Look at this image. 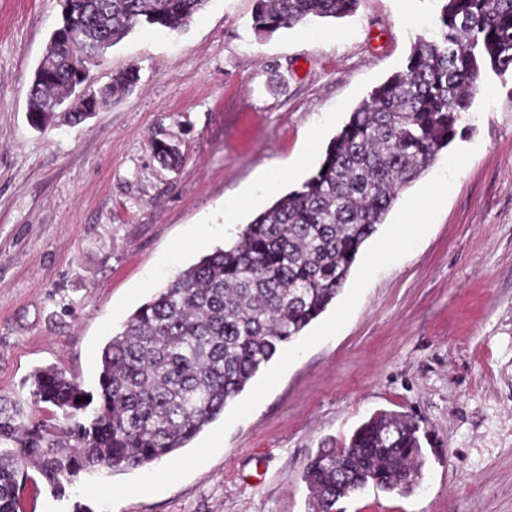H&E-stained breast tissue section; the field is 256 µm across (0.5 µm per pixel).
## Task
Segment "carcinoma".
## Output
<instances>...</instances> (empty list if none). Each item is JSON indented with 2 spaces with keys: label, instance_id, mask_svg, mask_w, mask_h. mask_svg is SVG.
<instances>
[{
  "label": "carcinoma",
  "instance_id": "carcinoma-1",
  "mask_svg": "<svg viewBox=\"0 0 512 512\" xmlns=\"http://www.w3.org/2000/svg\"><path fill=\"white\" fill-rule=\"evenodd\" d=\"M208 2L64 0L38 63L42 78L28 91L31 120H47L46 104L69 90L71 64L93 66L99 42L116 45L145 27L180 31ZM438 2L437 30L351 112L315 172L245 225L232 246L180 271L128 316L101 350L96 401L56 367L31 374L33 404L52 406V418L36 420L0 397V442L13 443L0 449V512H20L31 470L60 493L83 474L136 470L186 447L336 299L400 192L456 138L481 72H512V0ZM356 4L255 0L253 27L267 35L345 17ZM139 80L135 66L118 74L108 100ZM152 147L165 166L181 160L173 145ZM426 463L417 422L378 411L348 441L311 458V510L345 512L337 504L370 483L408 492Z\"/></svg>",
  "mask_w": 512,
  "mask_h": 512
}]
</instances>
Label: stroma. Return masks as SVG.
<instances>
[{"label":"stroma","instance_id":"35a3bbf8","mask_svg":"<svg viewBox=\"0 0 512 512\" xmlns=\"http://www.w3.org/2000/svg\"><path fill=\"white\" fill-rule=\"evenodd\" d=\"M254 0H209L187 29L109 49L90 88L135 90L75 122L31 126L27 92L61 0H0V397L31 407L32 371L96 392L98 356L177 270L308 178L354 108L434 28V0H359L354 15L262 36ZM455 147L475 154L419 245L379 271L344 328L304 353L216 455L114 512H309L318 449L373 413L428 431L409 494L368 487L346 512H512V73L483 74ZM182 162L160 165L151 140ZM245 198L233 224L224 200ZM80 495L29 483L23 512ZM140 80L139 69L135 66L118 74L112 82V86L106 89L105 94L109 102L136 86Z\"/></svg>","mask_w":512,"mask_h":512}]
</instances>
